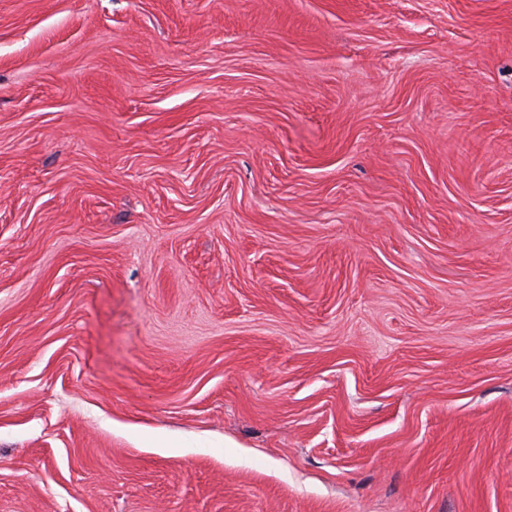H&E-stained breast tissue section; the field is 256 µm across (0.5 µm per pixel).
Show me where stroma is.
Masks as SVG:
<instances>
[{
    "label": "stroma",
    "instance_id": "1",
    "mask_svg": "<svg viewBox=\"0 0 512 512\" xmlns=\"http://www.w3.org/2000/svg\"><path fill=\"white\" fill-rule=\"evenodd\" d=\"M0 512H512V0H0Z\"/></svg>",
    "mask_w": 512,
    "mask_h": 512
}]
</instances>
